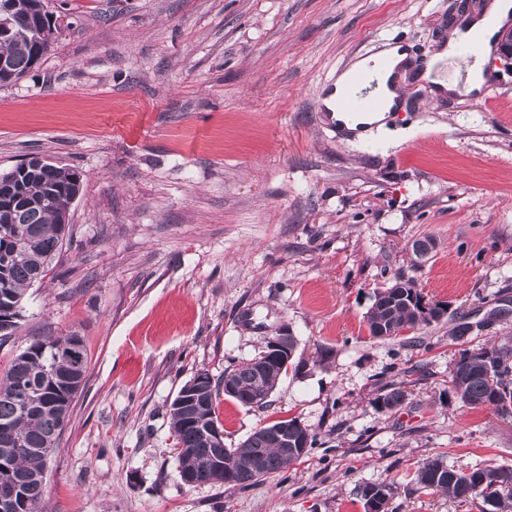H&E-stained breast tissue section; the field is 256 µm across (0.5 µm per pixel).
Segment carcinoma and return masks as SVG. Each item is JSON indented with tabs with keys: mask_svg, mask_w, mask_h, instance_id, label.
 <instances>
[{
	"mask_svg": "<svg viewBox=\"0 0 512 512\" xmlns=\"http://www.w3.org/2000/svg\"><path fill=\"white\" fill-rule=\"evenodd\" d=\"M47 25L33 30L24 17L16 19L13 35L0 37V54L11 62L20 78L32 67V45L48 36ZM82 174L72 168L57 166L46 173L15 170L13 179L0 184V195L15 191L26 207L25 220L19 224L0 223V337L13 335L19 325L25 292L46 278L60 253L70 225L59 223L73 196L81 194ZM426 301L414 276L397 274L391 292L374 295L366 313V325L373 339H391L419 328L415 311ZM87 353L83 337L42 336L33 339L15 355L5 373L0 375V485L8 482L16 490V512H38L44 492V474L48 457L44 448H57L65 430L72 404L79 389L72 387L74 374L86 377ZM456 364L464 370L452 392L464 405L487 408L502 419L512 418V340L485 343L459 353ZM288 367L273 361L263 372L254 360H246L224 369L237 392L231 398L248 405L256 397L269 396ZM218 384L197 376L193 387L183 385L170 405L175 445L184 449L177 456L178 465L192 470L197 484H224L245 488L298 462L299 456L280 450L277 435L298 433V420H277L253 432L244 440L248 453L263 464L256 475L241 464L239 449L226 448L224 442L211 441L212 432L221 427L216 412ZM408 393L400 383L381 385L374 403L381 410L402 407ZM17 452L1 458L3 450ZM224 462L216 469L212 461ZM505 466L457 469L438 458L425 460L415 471L419 488L436 490L460 503L479 499L488 512H512V476H504ZM393 498L390 484H368L360 488L364 512L376 495Z\"/></svg>",
	"mask_w": 512,
	"mask_h": 512,
	"instance_id": "1",
	"label": "carcinoma"
}]
</instances>
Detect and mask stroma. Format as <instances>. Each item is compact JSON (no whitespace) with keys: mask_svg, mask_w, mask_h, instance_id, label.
I'll use <instances>...</instances> for the list:
<instances>
[{"mask_svg":"<svg viewBox=\"0 0 512 512\" xmlns=\"http://www.w3.org/2000/svg\"><path fill=\"white\" fill-rule=\"evenodd\" d=\"M490 2L49 0L58 40L0 86V172L39 155L83 175L63 251L0 341V373L33 336L87 349L40 512H364L359 486L381 483L392 512H483L413 475L512 467V421L448 384L460 350L512 335V64L490 55L484 93L442 98L402 70L400 111L355 138L320 95L390 38L435 56ZM424 238L418 282L448 316L371 339L378 283ZM284 327L302 368L266 406L218 397L224 445L292 417L316 445L243 489L182 484L171 402ZM382 375L404 382L400 409L375 407Z\"/></svg>","mask_w":512,"mask_h":512,"instance_id":"stroma-1","label":"stroma"}]
</instances>
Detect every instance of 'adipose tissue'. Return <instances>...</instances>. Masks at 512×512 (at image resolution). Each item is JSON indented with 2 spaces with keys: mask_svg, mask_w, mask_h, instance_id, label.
I'll return each mask as SVG.
<instances>
[{
  "mask_svg": "<svg viewBox=\"0 0 512 512\" xmlns=\"http://www.w3.org/2000/svg\"><path fill=\"white\" fill-rule=\"evenodd\" d=\"M467 35L455 31L448 46L437 56L425 62L422 76L434 84L437 92H471L480 89L485 81L484 67L487 48L465 50L461 44ZM406 54L399 46L384 47L379 55L358 61L357 66L376 72L378 88L386 98L387 107H394L399 98V82L394 70L404 61Z\"/></svg>",
  "mask_w": 512,
  "mask_h": 512,
  "instance_id": "ef3b65f1",
  "label": "adipose tissue"
}]
</instances>
